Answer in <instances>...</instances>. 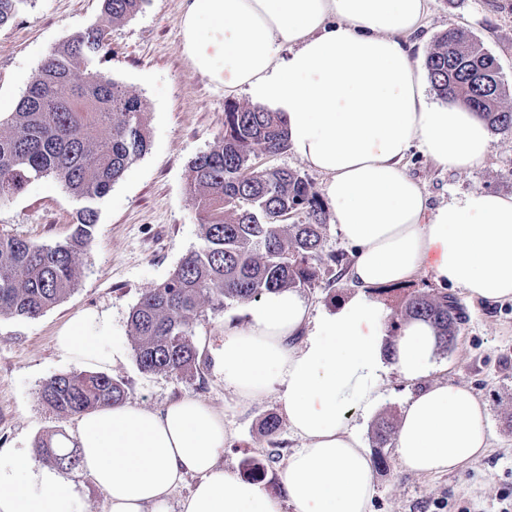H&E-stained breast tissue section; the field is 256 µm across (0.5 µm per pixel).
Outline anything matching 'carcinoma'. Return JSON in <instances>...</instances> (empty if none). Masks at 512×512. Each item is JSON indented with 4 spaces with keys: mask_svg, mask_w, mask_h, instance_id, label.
Returning <instances> with one entry per match:
<instances>
[{
    "mask_svg": "<svg viewBox=\"0 0 512 512\" xmlns=\"http://www.w3.org/2000/svg\"><path fill=\"white\" fill-rule=\"evenodd\" d=\"M26 0H0V26ZM145 0H102L100 20L51 50L6 122L0 121V205L34 178L54 177L81 202L69 240L35 244L0 235V316L34 319L77 286L78 256L93 239L95 201L110 192L128 166L149 147L141 98L101 70L112 25L135 15ZM425 66L432 89L458 100L494 132H512V89L501 79L497 58L473 35L457 28L440 33ZM289 147L280 112L235 100L224 103V134L188 164L201 244L186 254L162 284L142 293L130 313L132 352L147 373L189 375L197 369L194 320L203 305L252 301L273 291L317 288L343 281L349 261L327 253L329 217L313 184L299 172L255 168V158ZM429 323L439 346H454L468 316L447 293L405 294L396 321ZM122 382L93 371L55 375L42 402L59 416H80L121 404ZM390 419L377 422L374 439L385 448L395 434ZM36 457L62 472L80 461L76 448L42 438Z\"/></svg>",
    "mask_w": 512,
    "mask_h": 512,
    "instance_id": "cac0c4a2",
    "label": "carcinoma"
}]
</instances>
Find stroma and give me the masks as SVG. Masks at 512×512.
I'll return each mask as SVG.
<instances>
[{
    "label": "stroma",
    "instance_id": "35a3bbf8",
    "mask_svg": "<svg viewBox=\"0 0 512 512\" xmlns=\"http://www.w3.org/2000/svg\"><path fill=\"white\" fill-rule=\"evenodd\" d=\"M183 4L146 0L140 12L114 25L109 35L101 68L141 96L150 146L95 202L94 238L78 258L81 277L75 290L38 318L0 316V455H31L41 438L74 434L75 418L52 412L41 391L51 377L81 371V364L58 348L56 337L71 316L88 311L106 317L113 343L125 352L106 373L124 383L128 403L158 409L191 395L223 410L230 443L222 464L241 475L244 460L262 461V484L278 496L280 475L302 442L281 427L279 453L269 456L261 425L266 416L281 415L277 393L245 408L237 406L213 364L225 325H244L247 303L206 308L195 321L200 375L145 373L129 353L132 307L200 245L198 215L187 192L188 163L213 147L224 131L229 97L196 74L184 52ZM101 5V0H29L15 19L0 26L1 114L13 111L52 48L99 20ZM453 27L483 42L496 56L502 79L512 86V0H430L413 36L415 63L424 64L434 38ZM491 139L485 164L472 171L442 169L416 147L404 164L434 205L472 189L512 194V133L495 132ZM79 207L54 177L31 181L0 205V234L38 244L65 242L75 229ZM466 308L469 320L455 346L437 352L433 376L466 385L487 403L494 445L471 469L432 476L404 471L394 448H386L389 466L375 472L373 512H457L461 504L471 512H499L501 495H512V302H470ZM416 389V384L389 373L375 412L355 413V430L368 450L376 448V422L400 418Z\"/></svg>",
    "mask_w": 512,
    "mask_h": 512
}]
</instances>
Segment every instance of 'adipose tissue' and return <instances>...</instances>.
<instances>
[{
	"label": "adipose tissue",
	"mask_w": 512,
	"mask_h": 512,
	"mask_svg": "<svg viewBox=\"0 0 512 512\" xmlns=\"http://www.w3.org/2000/svg\"><path fill=\"white\" fill-rule=\"evenodd\" d=\"M429 0H185L183 47L194 71L284 113L294 154L324 176L333 222L354 246L353 294L311 314L297 292H271L224 331L215 368L236 403L277 393L301 439L282 474L284 499L224 469V414L185 396L159 410L129 403L82 414L74 439L108 512H371L374 466L351 411L374 410L389 371L416 383L395 435L401 466L457 472L493 443L486 402L430 380L435 333L421 321L390 335L374 288L419 275L472 302L512 300V195L474 189L430 206L403 160L419 146L438 166L469 171L491 152L469 108L430 102L407 38ZM106 318L74 315L61 350L101 368L123 357ZM0 512H80L73 485L30 457L0 462Z\"/></svg>",
	"instance_id": "1"
}]
</instances>
